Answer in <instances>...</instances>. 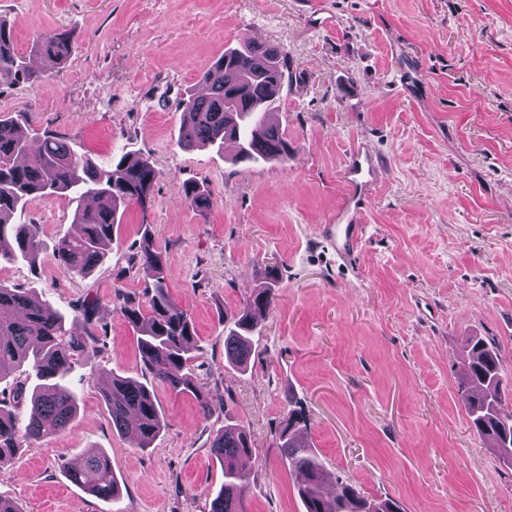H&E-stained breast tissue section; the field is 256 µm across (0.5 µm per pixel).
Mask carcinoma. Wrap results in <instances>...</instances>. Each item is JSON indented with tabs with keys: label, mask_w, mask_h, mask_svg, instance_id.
<instances>
[{
	"label": "carcinoma",
	"mask_w": 512,
	"mask_h": 512,
	"mask_svg": "<svg viewBox=\"0 0 512 512\" xmlns=\"http://www.w3.org/2000/svg\"><path fill=\"white\" fill-rule=\"evenodd\" d=\"M70 38L61 32L40 36L31 52L55 67L66 65ZM47 76L30 66L19 53L6 22L0 20V86L20 79L30 83ZM293 81L288 55L275 46L247 42L224 50L204 76L208 93H186L182 100L179 143L221 150L228 139L240 141L239 163L288 160V140L269 116L280 110L274 87ZM26 117L0 118V261L19 259L38 263L41 245L32 224H14L16 214L37 199L56 194L74 199L92 197L93 208L79 207L75 235L60 238L53 257L65 273L88 277L103 262L106 247L118 224L120 207L151 201L158 172L148 160L127 154L113 158L104 174L86 156L75 152L65 139L49 132L32 145ZM184 203L199 214L211 205V196L199 182L182 183ZM131 261L148 280L147 304L124 299L121 312L137 330V345L144 369L152 380L178 394H190L206 418L224 415V429L214 436L210 451L224 470V485L212 502V512H248L250 482L242 461L251 457L246 430L227 416L225 404L203 395L190 373L200 351L195 325L168 290L167 260L153 246L144 226ZM279 277L266 267L258 288L232 315L233 328L224 333V357L244 368L259 336L257 317L272 300ZM97 301L83 300L80 310L87 331L75 333L65 316L43 303L30 288L0 282V380L28 369L35 382H15L9 399L0 400V465L11 460L23 442L33 443L65 429L76 415L77 396L66 379L96 351L94 333ZM461 400L470 427L489 439L499 458L512 465V380L504 371L497 345L482 336H469L458 362ZM102 397L112 428L147 448L165 427L153 390L132 377L114 375L104 382ZM309 415L301 399L288 398V418L276 448L288 470L300 476L298 494L305 512H401L390 497L373 498L330 471L305 439ZM65 477L97 498L119 495V485L107 454L87 452L79 467H64Z\"/></svg>",
	"instance_id": "1"
}]
</instances>
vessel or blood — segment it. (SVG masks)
Wrapping results in <instances>:
<instances>
[{"label": "vessel or blood", "instance_id": "obj_1", "mask_svg": "<svg viewBox=\"0 0 512 512\" xmlns=\"http://www.w3.org/2000/svg\"><path fill=\"white\" fill-rule=\"evenodd\" d=\"M378 169L368 148L355 147L342 170V179L350 189L334 223L324 225L323 232L339 250L353 247L366 233L364 216L375 194Z\"/></svg>", "mask_w": 512, "mask_h": 512}]
</instances>
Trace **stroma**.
<instances>
[{"label": "stroma", "mask_w": 512, "mask_h": 512, "mask_svg": "<svg viewBox=\"0 0 512 512\" xmlns=\"http://www.w3.org/2000/svg\"><path fill=\"white\" fill-rule=\"evenodd\" d=\"M0 18L23 54L42 32L70 37L50 79L0 88V115L28 113L33 136H63L101 170L125 149L158 172L148 209L122 211L85 279L52 257L76 229L74 203L27 207L40 263L0 265V282L35 289L78 333L76 307L95 297L103 334L73 374L75 420L0 465L1 497L21 512H210L223 416L203 418L192 396L154 384L166 426L142 450L113 430L100 389L114 373L149 379L119 307L146 299L128 259L147 227L204 348L192 374L251 435L250 512H303L275 446L292 395L326 464L366 495L405 512H512V470L472 432L455 376L468 336L492 339L512 374V0H0ZM255 39L284 50L298 76L280 94L291 158L252 166L181 146L180 101L203 90L226 48ZM357 141L379 183L350 256L321 230L343 203ZM188 179L210 191L206 215L182 202ZM267 265L275 300L239 370L224 358L221 317ZM90 448L109 456L118 500L62 472Z\"/></svg>", "instance_id": "stroma-1"}]
</instances>
